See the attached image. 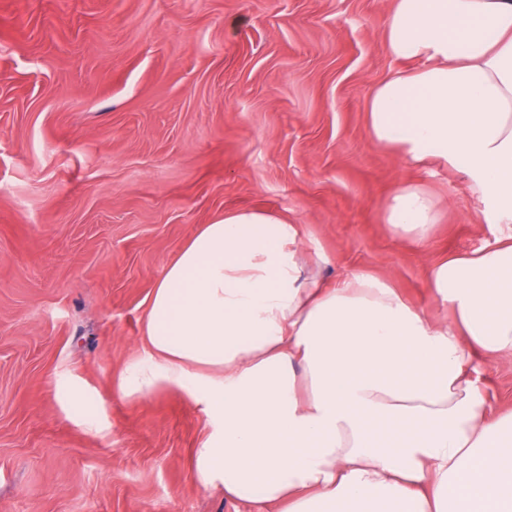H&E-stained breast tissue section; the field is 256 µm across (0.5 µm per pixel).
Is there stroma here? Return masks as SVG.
I'll list each match as a JSON object with an SVG mask.
<instances>
[{"label": "stroma", "mask_w": 512, "mask_h": 512, "mask_svg": "<svg viewBox=\"0 0 512 512\" xmlns=\"http://www.w3.org/2000/svg\"><path fill=\"white\" fill-rule=\"evenodd\" d=\"M390 5L0 0V512H249L191 476L216 429L200 404L115 391L155 283L226 212L286 215L327 284L365 271L446 316L429 266L496 227L457 173L371 138L370 95L401 67ZM406 179L443 209L427 248L382 222ZM475 368L512 407V361Z\"/></svg>", "instance_id": "35a3bbf8"}]
</instances>
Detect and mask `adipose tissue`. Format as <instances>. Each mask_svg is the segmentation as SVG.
<instances>
[{
	"mask_svg": "<svg viewBox=\"0 0 512 512\" xmlns=\"http://www.w3.org/2000/svg\"><path fill=\"white\" fill-rule=\"evenodd\" d=\"M385 45L416 67L374 88V142L461 174L500 228L430 267L450 320L365 272L326 287L303 225L236 210L167 266L120 375L124 397L203 405L218 429L193 478L252 512H512V409L492 413L472 378L477 355L512 359V0H393ZM382 218L425 246L441 210L405 181Z\"/></svg>",
	"mask_w": 512,
	"mask_h": 512,
	"instance_id": "ef3b65f1",
	"label": "adipose tissue"
}]
</instances>
